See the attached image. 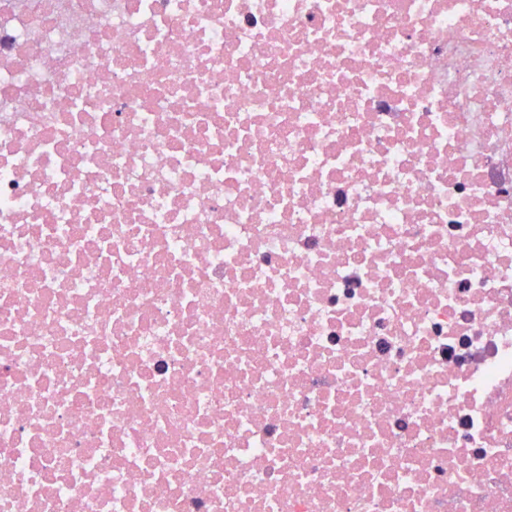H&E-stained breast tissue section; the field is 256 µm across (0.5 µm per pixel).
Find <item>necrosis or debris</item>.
Wrapping results in <instances>:
<instances>
[{
  "label": "necrosis or debris",
  "instance_id": "1",
  "mask_svg": "<svg viewBox=\"0 0 512 512\" xmlns=\"http://www.w3.org/2000/svg\"><path fill=\"white\" fill-rule=\"evenodd\" d=\"M0 512H512V0H0Z\"/></svg>",
  "mask_w": 512,
  "mask_h": 512
}]
</instances>
